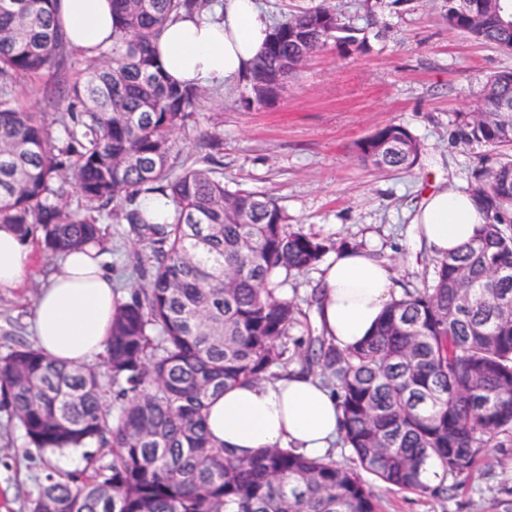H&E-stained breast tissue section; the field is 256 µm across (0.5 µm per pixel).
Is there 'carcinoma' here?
<instances>
[{
  "label": "carcinoma",
  "mask_w": 512,
  "mask_h": 512,
  "mask_svg": "<svg viewBox=\"0 0 512 512\" xmlns=\"http://www.w3.org/2000/svg\"><path fill=\"white\" fill-rule=\"evenodd\" d=\"M197 0H112V49L78 76L53 0H0V224L44 251L109 250L102 218L142 247L112 317L101 360L69 366L35 346L0 352V411L43 458L110 449L92 471L49 469L30 512H377L361 472L391 489L452 494L481 449L512 431V71L491 75L456 135L489 150L468 191L486 213L471 242L438 258L432 279L405 291L374 332L342 347L324 332L297 338L307 317L277 291L337 243L288 229L266 195L224 185L210 155L185 166L186 132L202 90L164 76L153 50ZM512 12L446 0L448 28L512 52ZM363 52L367 37L326 7L272 29L249 78L248 106L271 102L317 51ZM57 77L65 102L52 139L16 92V77ZM361 162L410 171L418 139L387 124L357 143ZM174 206L157 224L139 199ZM296 364L336 395L349 462L290 449L248 458L215 447L208 400L278 378ZM439 467L431 486L427 465Z\"/></svg>",
  "instance_id": "1"
}]
</instances>
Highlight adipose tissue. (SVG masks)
Returning a JSON list of instances; mask_svg holds the SVG:
<instances>
[{
	"label": "adipose tissue",
	"mask_w": 512,
	"mask_h": 512,
	"mask_svg": "<svg viewBox=\"0 0 512 512\" xmlns=\"http://www.w3.org/2000/svg\"><path fill=\"white\" fill-rule=\"evenodd\" d=\"M56 20L70 47L91 56L113 43L112 0H54ZM272 31L257 0H224V18L210 10L182 13L155 44L170 81L222 88L246 81ZM486 221L470 193L448 186L426 192L411 221L409 245L442 257L469 242ZM61 271L40 295L31 329L55 359L82 364L104 351L116 298L100 258L82 250L60 257ZM32 269L31 252L13 226L0 225V287L19 283ZM317 322L341 346L369 336L386 308L401 299L391 262L371 249L345 247L321 268ZM331 391L313 377L290 375L225 389L208 402L207 423L216 445L239 456L264 448L324 457L338 433Z\"/></svg>",
	"instance_id": "obj_1"
}]
</instances>
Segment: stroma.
Wrapping results in <instances>:
<instances>
[{
	"label": "stroma",
	"mask_w": 512,
	"mask_h": 512,
	"mask_svg": "<svg viewBox=\"0 0 512 512\" xmlns=\"http://www.w3.org/2000/svg\"><path fill=\"white\" fill-rule=\"evenodd\" d=\"M261 2L275 22L324 4L359 27L375 14L378 25L368 31L367 53L318 51L267 105L245 106L244 83L210 91L180 142L183 157L199 164L197 137L216 138L213 155L228 188L272 197L306 234L378 250L394 263L401 288L419 286L433 257L406 251L410 214L434 183L467 187L485 148L455 138V115L468 110L489 75L512 69V53L449 30L443 0ZM54 84L47 76L24 78L17 91L56 137L61 110L50 105ZM389 123L406 126L419 139L422 154L413 171L380 170L358 160L356 142ZM28 244L30 274L15 287L0 288V348L14 337L34 343L36 301L60 270L37 238ZM24 443L22 430L0 412V512H28V495L44 475L45 464L25 456ZM373 490L379 512H512V435L484 448L452 495L378 483Z\"/></svg>",
	"instance_id": "1"
}]
</instances>
